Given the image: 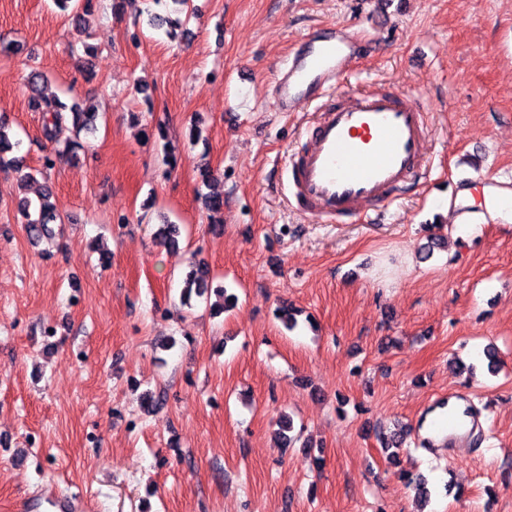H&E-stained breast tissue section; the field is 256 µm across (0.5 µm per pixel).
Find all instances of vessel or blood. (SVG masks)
<instances>
[{
  "instance_id": "b4317fda",
  "label": "vessel or blood",
  "mask_w": 512,
  "mask_h": 512,
  "mask_svg": "<svg viewBox=\"0 0 512 512\" xmlns=\"http://www.w3.org/2000/svg\"><path fill=\"white\" fill-rule=\"evenodd\" d=\"M342 39L306 38L293 60L277 72L283 112L310 101L350 70ZM291 204L327 222L369 220L398 192L428 178V132L418 95L403 88L345 90L316 106L287 165Z\"/></svg>"
}]
</instances>
